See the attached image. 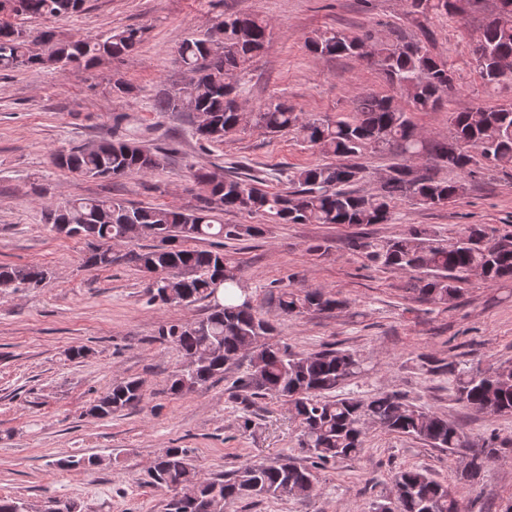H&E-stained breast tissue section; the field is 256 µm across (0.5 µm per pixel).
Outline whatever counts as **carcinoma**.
<instances>
[{"instance_id":"cac0c4a2","label":"carcinoma","mask_w":512,"mask_h":512,"mask_svg":"<svg viewBox=\"0 0 512 512\" xmlns=\"http://www.w3.org/2000/svg\"><path fill=\"white\" fill-rule=\"evenodd\" d=\"M86 0H0V72L20 66H46L64 70L73 64H92L103 51L120 58L133 51L139 30L115 31L99 41L84 38L63 40L53 31H43L38 42L40 55L30 52L26 29L3 17L64 19L83 11ZM467 0H409L410 13L426 17L458 15ZM271 38L268 21L257 16H239L219 23L203 38L184 40L177 49L178 61L196 73L191 88L168 94L158 100L162 112L203 113L211 129L196 127L199 140L221 144L237 132L238 112L236 69L247 58L259 53ZM423 38L406 40L399 36L380 45L374 60L386 81L405 92L409 107L390 96L367 94L357 99L355 110L336 119L302 117L284 101L271 102L256 113L257 126L270 133L297 130L309 145L336 162L300 169L290 181L296 189L269 192L238 177L216 172L196 173L200 186V206L185 213L162 207L138 206L115 198L83 197L63 206L44 210V222L57 229L68 226L67 237H94L104 243L87 258L94 268H107L114 262L112 248L137 237L135 228L156 244L131 256L139 268L159 274L156 287L149 289L150 301L163 305L206 300L216 286L240 287V269L230 255L221 251L195 249L188 242L206 237L242 241L261 233L257 224L214 225L217 210L260 213L271 224H386L399 200L411 198L429 207L446 206L459 197L458 180H442L431 173L446 167L465 177H475L483 169H497L512 176V105L487 108L481 105L449 116L451 134L426 147L431 166L420 171L414 164L419 155L417 130L410 113L435 111L458 91L457 79L448 63L433 56ZM363 41L341 30H325L309 37L312 52L334 57H358ZM479 43L483 53L473 50L474 68L487 88L512 87V70L502 76L497 70L512 57V0H497V14L484 27ZM395 149L406 157L391 168V177L371 193H360L352 186L363 178L357 162L369 150ZM166 154L152 153L126 141H106L95 149L82 147L62 151L57 165L91 177H122L146 174L159 168ZM351 249L373 266L398 272H420L415 292L432 303L448 306L480 269L484 281L495 283L512 279V231L500 233L486 224H460L455 235L440 239L422 225L411 226L396 237H358ZM47 272L38 266L17 267L0 264V282L39 286ZM279 309L287 315L334 310L343 301L324 291L296 288L290 284L277 290ZM273 326L243 298L238 304H217L202 320L166 323L159 336L174 343L186 355H205L206 364L185 375L172 376L169 392L181 396L215 377L241 355L261 362L257 370L235 386L232 398L248 408L252 399L272 396L283 400L299 421L300 447L312 458L311 466L288 460L272 463L250 462L228 477L202 479L190 462L188 449L167 448L153 462L150 483L174 493L167 512H209L210 497L217 494L229 509L243 499L268 497L308 498L315 491L312 470L351 459L364 449L363 421L390 434L418 439L433 448L450 452L470 447L467 436L443 415L417 405L396 393L380 392L367 401L336 397L331 393L347 378L362 372L363 360L349 350H324L296 354L288 346L266 342ZM420 367L431 374L448 373L442 360L422 355ZM458 399L477 412L489 408L494 414L512 413V363L488 370L470 369L455 376ZM143 399V384L136 378L121 380L103 393L93 405L98 417L106 418ZM504 442L493 434L482 448L474 451L478 476L484 464L499 456ZM394 499L393 512H458L459 500L448 484L428 470L409 467L397 471L392 487L383 500Z\"/></svg>"}]
</instances>
